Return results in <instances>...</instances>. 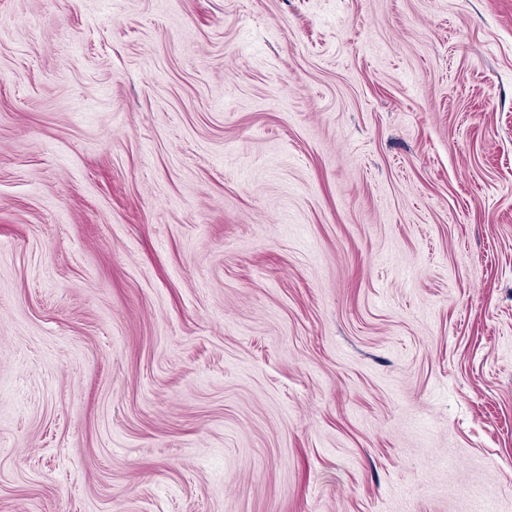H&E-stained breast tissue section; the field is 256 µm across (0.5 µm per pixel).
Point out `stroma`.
Segmentation results:
<instances>
[{"label": "stroma", "mask_w": 512, "mask_h": 512, "mask_svg": "<svg viewBox=\"0 0 512 512\" xmlns=\"http://www.w3.org/2000/svg\"><path fill=\"white\" fill-rule=\"evenodd\" d=\"M0 512H512V0H0Z\"/></svg>", "instance_id": "1"}]
</instances>
